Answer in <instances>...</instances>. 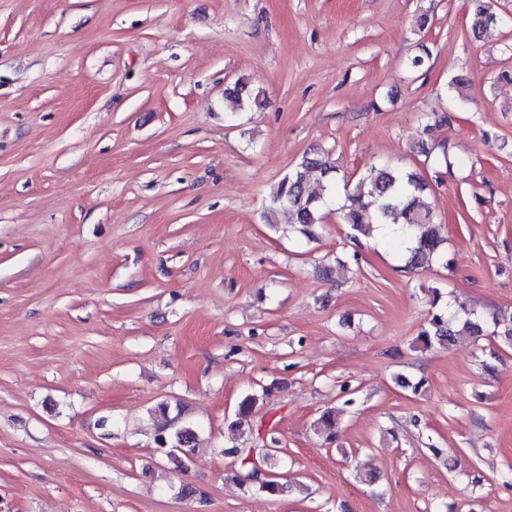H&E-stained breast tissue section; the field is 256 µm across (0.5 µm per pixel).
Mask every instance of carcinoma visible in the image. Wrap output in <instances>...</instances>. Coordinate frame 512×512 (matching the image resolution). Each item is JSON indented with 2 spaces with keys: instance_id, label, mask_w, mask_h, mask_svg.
Returning <instances> with one entry per match:
<instances>
[{
  "instance_id": "1",
  "label": "carcinoma",
  "mask_w": 512,
  "mask_h": 512,
  "mask_svg": "<svg viewBox=\"0 0 512 512\" xmlns=\"http://www.w3.org/2000/svg\"><path fill=\"white\" fill-rule=\"evenodd\" d=\"M470 21L475 29H486L499 22L492 11L489 0H468ZM225 98L240 111L251 105L261 106L259 96H253L243 84L225 94ZM345 177L331 160L327 151L306 154L274 188L271 199L273 207L282 209L291 216L292 223L309 235L322 223L324 211L335 205L336 189ZM323 187L316 195L310 184ZM431 179L417 170L392 167L388 164L372 163L364 173L350 184L345 203L340 208L342 220L353 232V239L368 237L379 224L397 227L398 239L391 241L395 249L409 243L408 255L404 259L405 269L413 270L433 260L443 261L442 225L434 207L428 201ZM432 311L420 330L416 343L423 349L449 344L459 336L480 339L486 335L487 327L498 339L512 345V310L500 309L487 317L474 309H455L442 299L439 289L432 290ZM259 402L255 394L245 396L239 403L237 421L232 424L241 431L247 418ZM155 412L162 418L156 440H167L170 447L180 446L182 451L174 453L177 467L184 468L197 447V435L192 424L175 423L170 416V406L161 403ZM228 454L236 455L243 465L262 464L273 456V450L262 448L233 447Z\"/></svg>"
}]
</instances>
